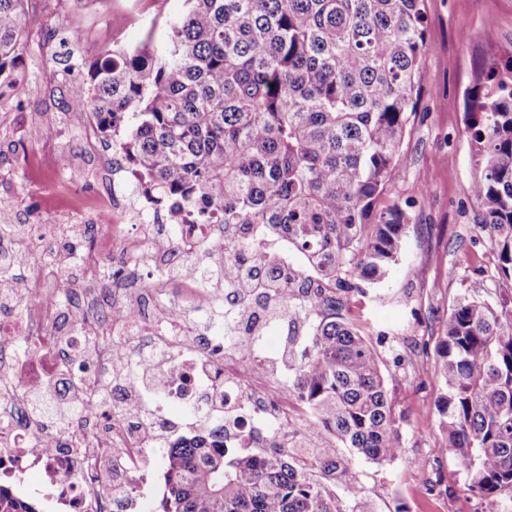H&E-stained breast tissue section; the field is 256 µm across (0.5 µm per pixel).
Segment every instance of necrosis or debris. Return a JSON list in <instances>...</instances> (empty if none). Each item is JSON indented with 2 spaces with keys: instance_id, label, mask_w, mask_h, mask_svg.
<instances>
[{
  "instance_id": "4bbe7bcc",
  "label": "necrosis or debris",
  "mask_w": 512,
  "mask_h": 512,
  "mask_svg": "<svg viewBox=\"0 0 512 512\" xmlns=\"http://www.w3.org/2000/svg\"><path fill=\"white\" fill-rule=\"evenodd\" d=\"M109 177L112 190L102 196L97 221L126 273L108 300L92 292L62 306L61 270L47 266L27 285L23 315L0 319V488L20 493L37 472L54 512H112L105 461L115 455L132 463L123 477L130 507L146 498L157 439L144 431L142 416L165 427L172 407L190 408L196 421L188 433L216 434L228 448L255 447L263 416L289 423V399L262 359L247 349L214 357L212 337L187 319L181 296L167 302L157 296L177 284L194 301L209 300L211 290L167 275L165 264L212 256L225 239L260 238L263 230L183 224L172 238L157 236L155 212L142 196L129 195L123 168ZM122 209L136 221L135 232L117 223ZM54 365L78 377L87 410L62 426L24 420L34 380Z\"/></svg>"
}]
</instances>
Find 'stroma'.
<instances>
[{
  "mask_svg": "<svg viewBox=\"0 0 512 512\" xmlns=\"http://www.w3.org/2000/svg\"><path fill=\"white\" fill-rule=\"evenodd\" d=\"M179 0H26L24 19L79 31L80 46L58 38L22 48L25 79L17 101L0 109V221L31 224L45 210L60 223L90 224L102 185L66 190L71 166L97 172L103 156L84 146V124L68 108L61 77L68 55L91 66L113 43L135 44L151 23L177 11ZM430 48L422 59L423 91L403 140L406 164L385 200L407 208L404 257L380 299L354 297L349 316L374 346L390 377L404 454L390 464L359 462L363 494L378 512H479L452 456L438 454L445 431L436 408L441 391L427 374L456 299L475 292L492 302L497 255L481 234L472 185L480 172L465 132L467 100L499 50L512 46V0H424Z\"/></svg>",
  "mask_w": 512,
  "mask_h": 512,
  "instance_id": "1",
  "label": "stroma"
}]
</instances>
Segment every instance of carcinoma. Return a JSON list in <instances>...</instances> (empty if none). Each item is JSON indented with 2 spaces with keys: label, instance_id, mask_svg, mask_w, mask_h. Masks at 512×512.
<instances>
[{
  "label": "carcinoma",
  "instance_id": "1",
  "mask_svg": "<svg viewBox=\"0 0 512 512\" xmlns=\"http://www.w3.org/2000/svg\"><path fill=\"white\" fill-rule=\"evenodd\" d=\"M25 0H0V107L23 77ZM165 26L134 46L103 50L69 107L89 112L138 185L192 224H262L285 234L317 270L283 271L255 241L224 243V286L237 303L208 321L224 346L257 326L294 336L315 317L303 351L288 350V390L315 430L265 447L224 450L177 439L164 462L162 512H375L356 461L393 463L404 448L388 375L347 316L362 285L388 283L404 254L406 209L383 204L406 162L421 61L423 0H181ZM466 133L480 176L479 227L512 288V49L499 52L469 101ZM431 376L445 448L482 512H512V304L459 297L435 347ZM336 446H321L316 434ZM0 512H36L0 489Z\"/></svg>",
  "mask_w": 512,
  "mask_h": 512
}]
</instances>
